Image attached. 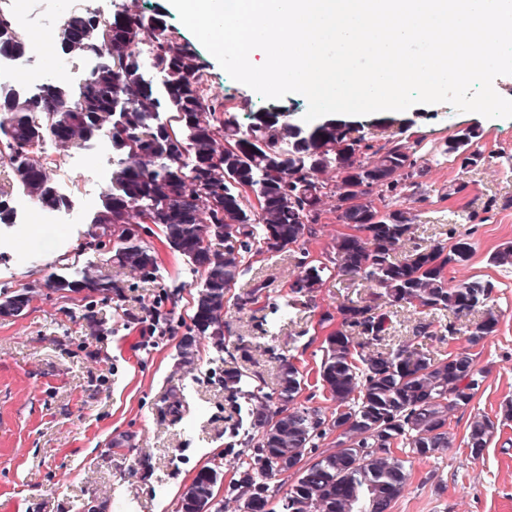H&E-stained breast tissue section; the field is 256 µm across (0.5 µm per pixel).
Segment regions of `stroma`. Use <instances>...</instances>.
<instances>
[{
    "label": "stroma",
    "instance_id": "obj_1",
    "mask_svg": "<svg viewBox=\"0 0 512 512\" xmlns=\"http://www.w3.org/2000/svg\"><path fill=\"white\" fill-rule=\"evenodd\" d=\"M90 2L97 15L111 16L113 0H28L30 24L54 38L64 13L85 10ZM21 63L36 75L20 89L29 97L47 85L77 86L97 61L32 50ZM208 79L240 119L263 106L291 109L299 121L308 108L295 94L265 100L215 62ZM395 119L383 124L373 113L357 122L373 126L380 143L396 123H408L409 140L428 166L411 203L417 219L405 250L466 240L470 258L448 269V280L492 281L499 324L474 347L462 334L426 340L429 350L443 355L471 350L482 383L470 405L448 422L452 448L408 462L409 479L392 512H512V419L502 417L512 403V267L491 261L512 243V118L488 119L438 103L413 105ZM466 128L478 133L474 148L483 160L476 166L440 151L446 138ZM41 160L66 208L40 210L16 190V221L0 224V289L31 292L20 315L0 317V512H178L201 469L219 467L224 481L232 480L237 451L229 431L248 425L247 392L272 391L284 358L304 376L299 403L330 410L319 376L325 338L341 326L337 307L367 290L335 276L296 303L289 285L301 257L327 261L336 237L345 233L333 205L298 246L245 254L224 299L223 347L194 334L188 360L181 342L193 333L203 284L189 258L153 224L142 235L154 256L146 277L108 265L107 252L83 246L112 173L110 142L100 135L82 149L53 145L42 150ZM88 265L102 267L111 290L62 293L45 285L49 275L74 278ZM253 291L255 303L239 307V298ZM156 305L169 314L172 332L146 342L143 319ZM228 371L242 375L244 395L234 404L224 391ZM476 416L499 427L475 460L466 437Z\"/></svg>",
    "mask_w": 512,
    "mask_h": 512
}]
</instances>
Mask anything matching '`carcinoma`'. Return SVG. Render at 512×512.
Returning a JSON list of instances; mask_svg holds the SVG:
<instances>
[{
	"mask_svg": "<svg viewBox=\"0 0 512 512\" xmlns=\"http://www.w3.org/2000/svg\"><path fill=\"white\" fill-rule=\"evenodd\" d=\"M27 32L0 16V57L21 55ZM64 54L103 55L106 61L74 89L48 85L25 97L0 89V166L12 183L43 209L65 206L38 159L51 140L81 147L101 134L112 144V180L102 209L88 232L89 245L113 243L112 260L143 277L154 256L128 224L162 227L169 243L204 277L192 316L194 327L224 346V297L239 275L243 253L254 244L268 252L298 245L334 197L327 174L343 178L353 204L337 214L356 235H341L329 263L304 260L291 284L310 294L332 272H342L370 289V299L390 307L407 304L423 312H449L452 337L465 331L476 346L493 335L499 316L488 305L494 283L470 277L448 284L446 269L469 260L458 242L417 246L403 259L396 251L413 233L416 215L408 208H381L374 197L405 199L426 168L401 127L377 147L364 131L355 143L352 128L336 123L303 125L276 110L250 111L247 122L227 114L224 100L206 86L208 65L189 40L173 35L156 16L118 0L109 18L72 12L55 38ZM151 46V61L163 77L154 89L141 72L140 46ZM170 113L158 121L159 113ZM477 133L465 129L447 139L442 153L475 166L482 155L472 146ZM222 248L212 246V240ZM56 291H107L110 280L88 266L78 279L51 276ZM482 311L461 329L456 321ZM341 328L325 339L320 378L333 410L297 403L304 378L294 363L281 360L271 394L250 393V432L240 439L249 449L237 463L226 492L241 512H390L409 474L394 450L431 457L451 445L448 419L467 407L479 388L481 371L467 351L438 357L407 342L389 343L391 311L349 300L338 307ZM339 431L336 447L318 452L329 430ZM495 423L474 419L466 447L478 459L494 436ZM291 471L294 482L281 497L270 482ZM218 468L200 470L185 489L180 512H221L215 507Z\"/></svg>",
	"mask_w": 512,
	"mask_h": 512,
	"instance_id": "1",
	"label": "carcinoma"
}]
</instances>
